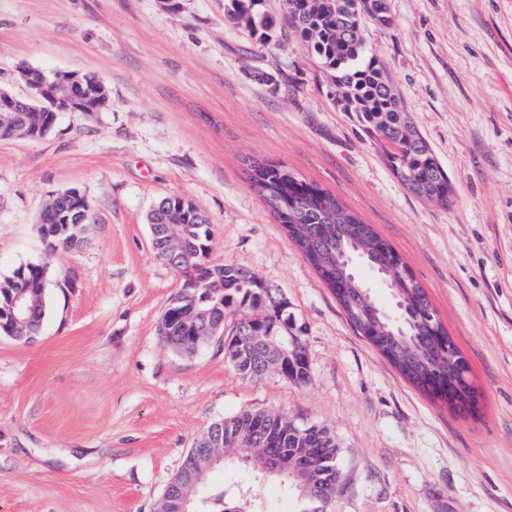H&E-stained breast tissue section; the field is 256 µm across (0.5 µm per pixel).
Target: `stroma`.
<instances>
[{
	"mask_svg": "<svg viewBox=\"0 0 512 512\" xmlns=\"http://www.w3.org/2000/svg\"><path fill=\"white\" fill-rule=\"evenodd\" d=\"M363 37L448 171V206L404 188L296 40L229 23L228 0H0V88L75 70L110 92L44 137L0 139V277L48 265L41 331L0 334V512H159L194 441L244 412L327 428L339 491L324 512H512V0H389ZM284 164L401 255L470 367L468 411L406 382L251 187ZM76 189L94 221L50 251L40 215ZM165 196L210 218L209 260L279 288L306 384L243 377L213 338L182 356L158 326L180 285L146 214Z\"/></svg>",
	"mask_w": 512,
	"mask_h": 512,
	"instance_id": "1",
	"label": "stroma"
}]
</instances>
